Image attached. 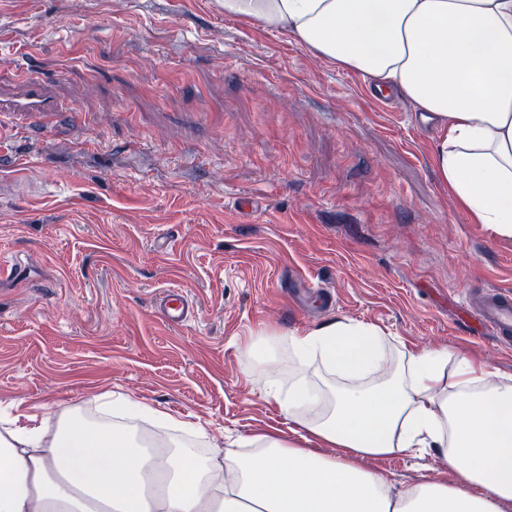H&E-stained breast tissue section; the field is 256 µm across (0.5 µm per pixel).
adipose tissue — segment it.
I'll list each match as a JSON object with an SVG mask.
<instances>
[{
    "instance_id": "ef3b65f1",
    "label": "adipose tissue",
    "mask_w": 512,
    "mask_h": 512,
    "mask_svg": "<svg viewBox=\"0 0 512 512\" xmlns=\"http://www.w3.org/2000/svg\"><path fill=\"white\" fill-rule=\"evenodd\" d=\"M225 17L290 36L313 59L408 100L435 132L449 193L512 236V0H217ZM378 327L330 321L258 331L244 348L292 434L238 437L222 459L193 442L143 441L116 411L165 424L139 401L0 428V512H512V377L447 349L390 355ZM291 360L280 376V349ZM320 362L331 382L308 373ZM338 455L322 454V446ZM433 448L453 483L395 489L366 460Z\"/></svg>"
}]
</instances>
